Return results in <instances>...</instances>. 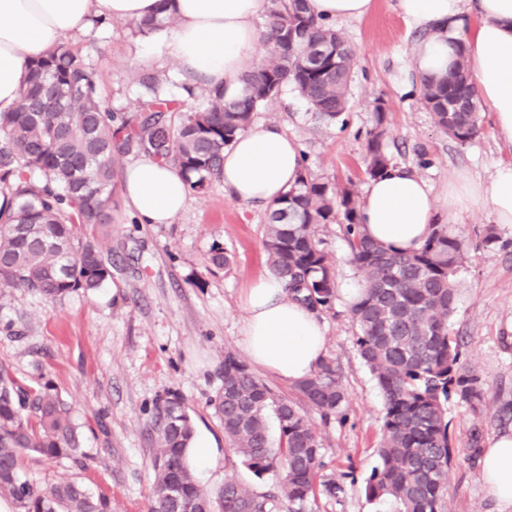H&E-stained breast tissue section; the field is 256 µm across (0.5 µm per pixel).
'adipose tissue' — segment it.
Listing matches in <instances>:
<instances>
[{"label":"adipose tissue","instance_id":"ef3b65f1","mask_svg":"<svg viewBox=\"0 0 512 512\" xmlns=\"http://www.w3.org/2000/svg\"><path fill=\"white\" fill-rule=\"evenodd\" d=\"M157 0H0V110L12 108L28 65L93 19L138 21ZM403 19L424 37L412 49L418 75H447L456 49H463L477 96L488 106L495 136L512 144V0H397ZM271 0H172L174 27L150 33L183 74L225 98L239 95L244 74L255 71L266 50L255 21ZM303 172L297 142L266 125L237 137L224 152L222 181L241 204H270ZM126 204L144 224H166L183 210L189 188L168 165L143 158L127 167L119 183ZM489 205L495 223L512 224V163L487 180L460 172L441 192L421 177L392 167L366 186L360 222L372 239L411 252L431 225ZM241 345L251 363L294 384L309 376L325 355L322 324L307 306L289 297L275 276L246 288ZM485 491L500 512H512V433L490 440L479 461Z\"/></svg>","mask_w":512,"mask_h":512}]
</instances>
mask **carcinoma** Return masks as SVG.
Returning a JSON list of instances; mask_svg holds the SVG:
<instances>
[{
	"label": "carcinoma",
	"mask_w": 512,
	"mask_h": 512,
	"mask_svg": "<svg viewBox=\"0 0 512 512\" xmlns=\"http://www.w3.org/2000/svg\"><path fill=\"white\" fill-rule=\"evenodd\" d=\"M261 66L244 76L239 97L207 89L198 110L180 109L158 75L142 72L134 112L105 105L95 71L79 53L60 44L29 64L14 108L0 112V296L26 288L54 301L92 291L112 278V249L83 229L106 223L118 207L120 157L136 153L172 165L189 191L206 193L221 178L224 150L246 132L257 112L283 88L293 87L314 114L334 122L347 110L355 56L333 24L315 17L307 0H271ZM171 0L132 23L136 34L175 24ZM420 92L436 126L460 144L480 130V112L463 52L448 77L422 78ZM387 113L375 108L367 132L364 172L373 179L396 165L385 147ZM353 182L331 187L303 174L269 207L265 247L273 275L309 309L329 312L336 301L330 255L316 226L338 221L351 262L364 283L349 308L355 344L384 396L380 463L366 497L385 512H452L448 475L455 457L448 398L474 415L485 395L479 378L459 368V343L448 334L455 311L457 273L465 258L462 237L434 224L422 246L401 252L367 237ZM305 405L323 419L344 416L345 393L336 366L322 359L296 384ZM236 461L257 477L273 475L275 491L258 495L234 479L211 492L187 462L194 427L183 398L168 391L155 403L154 482L150 512H313L322 495L337 498L343 484L322 474L316 427L293 399L277 394L232 354L224 355V387L212 399ZM274 415L278 443L267 429ZM81 455L70 407L49 382L27 384L0 364V496L18 512H112L111 499L80 481L33 483L22 477L26 458Z\"/></svg>",
	"instance_id": "1"
}]
</instances>
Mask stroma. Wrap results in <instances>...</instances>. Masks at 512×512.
Returning <instances> with one entry per match:
<instances>
[{
    "mask_svg": "<svg viewBox=\"0 0 512 512\" xmlns=\"http://www.w3.org/2000/svg\"><path fill=\"white\" fill-rule=\"evenodd\" d=\"M377 0L369 17L336 22L335 28L356 55V69L345 123L320 121L293 88L256 114L255 125L273 124L293 138L309 175L328 185L354 183L364 191L365 136L373 126L376 104H383L389 125L386 149L396 163L417 173L434 189L465 170L488 179L499 164L512 162V145L498 141L491 112H483L479 134L459 144L440 131L414 82L411 47L419 33L394 8ZM94 69L107 106L133 111L142 94L134 74L148 70L167 81L186 108L201 107L204 89L187 97L177 62L162 46L145 54L144 36L127 22L107 20L66 37ZM267 208L229 199L222 182L190 197L168 224H143L126 204L112 212L101 236L112 249V277L94 293L73 292L51 302L15 289L0 297V363L27 382L51 381L71 407L80 434L83 462L30 459L29 480L65 478L108 495L112 512H148L153 484L156 434L151 415L158 397L181 394L197 437L214 448L197 480L218 489L234 477L257 494L269 491L274 477L257 478L243 465H231L230 443L211 400L220 387L224 356L246 355L239 345L244 312L241 298L249 283L270 272L264 247ZM493 223L488 205L457 219L455 231L467 243L457 274L456 310L448 322L461 340V363L477 375L485 393L481 416L457 399L448 401L450 433L456 456L448 480L452 512H499L486 495L478 460L491 438L512 432V225L497 226L499 241L485 246L482 229ZM494 224V223H493ZM317 236L336 273V302L320 314L326 327V356L333 359L346 395L344 418L312 421L320 436L327 471L342 480L339 498L318 497L315 512H377L364 487L378 465L384 400L360 358L355 325L347 309L348 288L361 278L350 262L339 224H322ZM221 244L229 267L209 263ZM478 445H471L473 430Z\"/></svg>",
    "mask_w": 512,
    "mask_h": 512,
    "instance_id": "stroma-1",
    "label": "stroma"
}]
</instances>
